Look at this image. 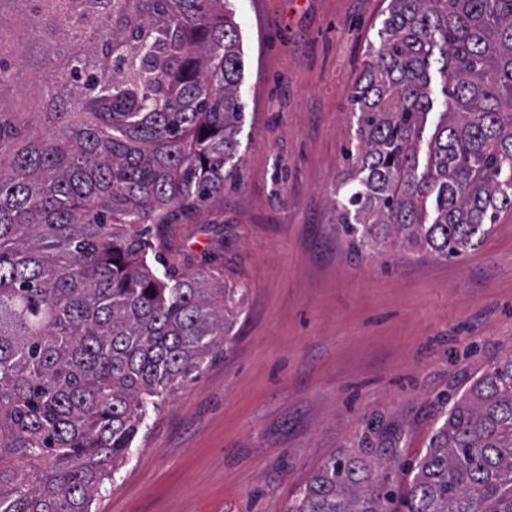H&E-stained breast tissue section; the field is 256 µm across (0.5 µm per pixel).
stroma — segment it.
Wrapping results in <instances>:
<instances>
[{
  "mask_svg": "<svg viewBox=\"0 0 512 512\" xmlns=\"http://www.w3.org/2000/svg\"><path fill=\"white\" fill-rule=\"evenodd\" d=\"M388 0H234L241 178L173 225L185 272L243 287L229 339L150 413L91 512H287L335 455L405 495L450 402L512 351V213L463 260L353 256L331 204L347 95ZM379 427L362 445L369 424Z\"/></svg>",
  "mask_w": 512,
  "mask_h": 512,
  "instance_id": "35a3bbf8",
  "label": "stroma"
}]
</instances>
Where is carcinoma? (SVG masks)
Here are the masks:
<instances>
[{"label": "carcinoma", "mask_w": 512, "mask_h": 512, "mask_svg": "<svg viewBox=\"0 0 512 512\" xmlns=\"http://www.w3.org/2000/svg\"><path fill=\"white\" fill-rule=\"evenodd\" d=\"M377 37L338 229L354 256L394 238L460 260L512 211V0H389ZM241 75L231 0H0V512H90L224 344L239 289L183 272L169 231L239 181ZM371 471L333 456L288 512H512V352L401 507Z\"/></svg>", "instance_id": "obj_1"}]
</instances>
